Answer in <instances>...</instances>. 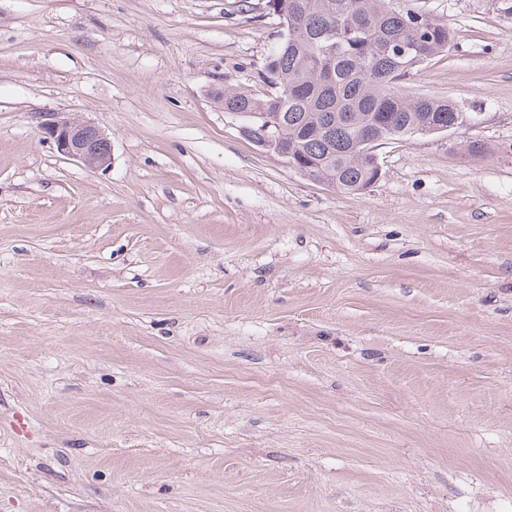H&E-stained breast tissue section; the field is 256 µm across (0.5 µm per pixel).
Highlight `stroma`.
I'll list each match as a JSON object with an SVG mask.
<instances>
[{
	"mask_svg": "<svg viewBox=\"0 0 512 512\" xmlns=\"http://www.w3.org/2000/svg\"><path fill=\"white\" fill-rule=\"evenodd\" d=\"M263 3L0 0V512H512V14L413 0L457 39L398 90L469 122L349 196L214 99ZM63 112H39L36 120L62 157L92 168H106L111 163L110 139L90 122L65 116Z\"/></svg>",
	"mask_w": 512,
	"mask_h": 512,
	"instance_id": "35a3bbf8",
	"label": "stroma"
}]
</instances>
